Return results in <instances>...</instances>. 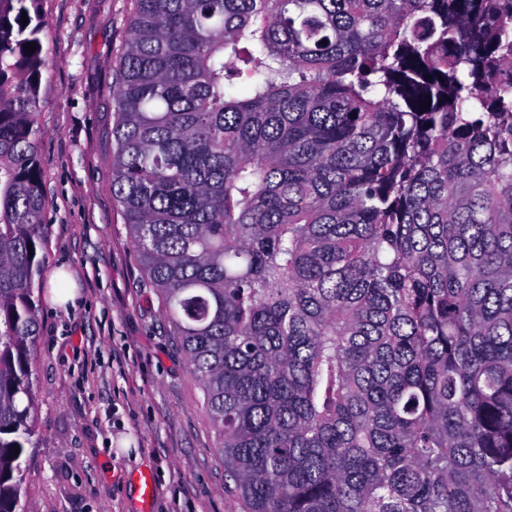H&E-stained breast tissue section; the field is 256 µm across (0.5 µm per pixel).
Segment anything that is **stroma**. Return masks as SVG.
<instances>
[{
	"label": "stroma",
	"mask_w": 512,
	"mask_h": 512,
	"mask_svg": "<svg viewBox=\"0 0 512 512\" xmlns=\"http://www.w3.org/2000/svg\"><path fill=\"white\" fill-rule=\"evenodd\" d=\"M40 9L45 266L68 271L81 301L40 307L27 500L35 512H240L203 391L110 190L114 70L133 0H41ZM142 473L154 482L147 502Z\"/></svg>",
	"instance_id": "35a3bbf8"
}]
</instances>
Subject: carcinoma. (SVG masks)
<instances>
[{"label":"carcinoma","mask_w":512,"mask_h":512,"mask_svg":"<svg viewBox=\"0 0 512 512\" xmlns=\"http://www.w3.org/2000/svg\"><path fill=\"white\" fill-rule=\"evenodd\" d=\"M41 32L0 0V512H30ZM113 97L112 198L242 512H512V0H134Z\"/></svg>","instance_id":"carcinoma-1"}]
</instances>
